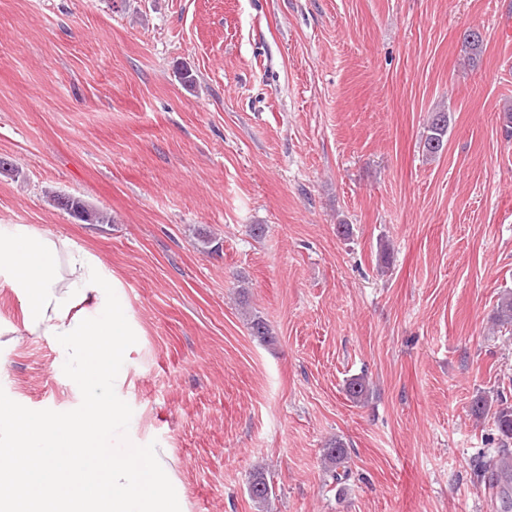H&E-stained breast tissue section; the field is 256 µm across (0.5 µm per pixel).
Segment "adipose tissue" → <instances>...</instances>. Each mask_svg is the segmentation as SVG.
Instances as JSON below:
<instances>
[{
	"label": "adipose tissue",
	"instance_id": "obj_1",
	"mask_svg": "<svg viewBox=\"0 0 512 512\" xmlns=\"http://www.w3.org/2000/svg\"><path fill=\"white\" fill-rule=\"evenodd\" d=\"M0 280L20 295L26 332L55 340L84 382L123 381L132 331L94 254L25 224L1 225ZM126 418L117 401L95 394L65 417L0 402L8 428L0 512H184L163 450L119 454L104 446Z\"/></svg>",
	"mask_w": 512,
	"mask_h": 512
}]
</instances>
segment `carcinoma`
I'll return each mask as SVG.
<instances>
[{
	"instance_id": "carcinoma-1",
	"label": "carcinoma",
	"mask_w": 512,
	"mask_h": 512,
	"mask_svg": "<svg viewBox=\"0 0 512 512\" xmlns=\"http://www.w3.org/2000/svg\"><path fill=\"white\" fill-rule=\"evenodd\" d=\"M482 45L481 34L469 31L464 34L463 48L469 59H477ZM448 127L449 113L439 111L432 114L423 142L426 156L432 158L441 154ZM55 201L62 209L86 224L106 222V217L102 213L90 208L80 198L58 195ZM493 321L497 329L512 333V293H507L501 298ZM471 412L478 418L488 416L492 419L498 435V450L496 458L488 465V485L497 490L501 512H512V405L501 403L494 408L488 398L481 396L473 401ZM323 463L325 472L330 474L333 481L339 483L349 476L348 452L342 441L336 439L328 444L323 454ZM257 485L263 486V489L250 493V496L256 503L263 505L272 496L273 487L267 481L261 467L254 469L250 475L249 486Z\"/></svg>"
}]
</instances>
